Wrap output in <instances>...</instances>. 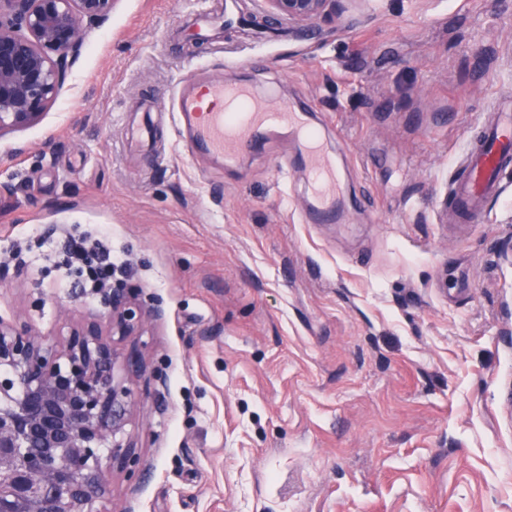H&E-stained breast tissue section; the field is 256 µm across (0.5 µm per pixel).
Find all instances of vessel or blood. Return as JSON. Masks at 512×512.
Here are the masks:
<instances>
[{
  "mask_svg": "<svg viewBox=\"0 0 512 512\" xmlns=\"http://www.w3.org/2000/svg\"><path fill=\"white\" fill-rule=\"evenodd\" d=\"M177 122L186 137L207 151L231 160L264 148L268 137L289 130L304 149L294 158L307 169L312 183L309 221L321 224L336 215L334 202L340 186L329 156L323 151L302 115L287 107L271 108L244 86L204 80L177 96ZM512 163V118L485 126L468 145L451 203L455 216L468 224L485 214L487 199L499 190V173Z\"/></svg>",
  "mask_w": 512,
  "mask_h": 512,
  "instance_id": "obj_1",
  "label": "vessel or blood"
}]
</instances>
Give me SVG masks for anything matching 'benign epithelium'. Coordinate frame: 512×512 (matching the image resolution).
I'll return each mask as SVG.
<instances>
[{
	"mask_svg": "<svg viewBox=\"0 0 512 512\" xmlns=\"http://www.w3.org/2000/svg\"><path fill=\"white\" fill-rule=\"evenodd\" d=\"M117 0H0V139L38 125L70 62ZM276 20L329 21L343 0H259ZM60 341L0 318V512H98L104 468L135 475L132 433L145 361L120 342L145 313L129 288Z\"/></svg>",
	"mask_w": 512,
	"mask_h": 512,
	"instance_id": "obj_1",
	"label": "benign epithelium"
}]
</instances>
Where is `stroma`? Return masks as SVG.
Returning a JSON list of instances; mask_svg holds the SVG:
<instances>
[{
  "instance_id": "obj_1",
  "label": "stroma",
  "mask_w": 512,
  "mask_h": 512,
  "mask_svg": "<svg viewBox=\"0 0 512 512\" xmlns=\"http://www.w3.org/2000/svg\"><path fill=\"white\" fill-rule=\"evenodd\" d=\"M222 0H118L44 120L0 140V318L101 311L53 262L107 228L145 309L135 477L102 512H512V165L478 224L445 202L512 93V0H343L334 21L205 24ZM304 108L344 192L307 224L288 135L234 161L171 124L176 86ZM158 112L157 156L127 116Z\"/></svg>"
}]
</instances>
